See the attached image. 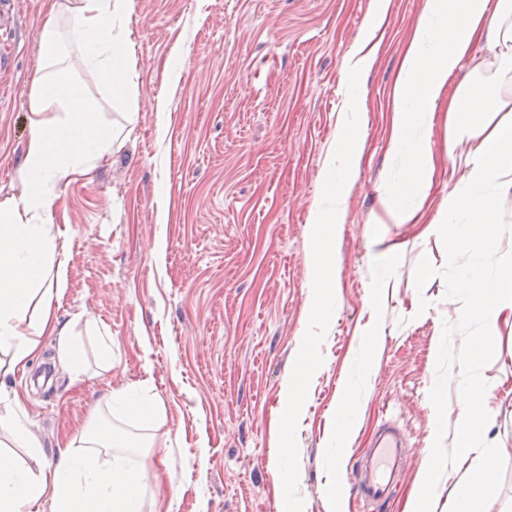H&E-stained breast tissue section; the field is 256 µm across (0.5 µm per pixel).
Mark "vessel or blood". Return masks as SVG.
Instances as JSON below:
<instances>
[{"instance_id": "b4317fda", "label": "vessel or blood", "mask_w": 512, "mask_h": 512, "mask_svg": "<svg viewBox=\"0 0 512 512\" xmlns=\"http://www.w3.org/2000/svg\"><path fill=\"white\" fill-rule=\"evenodd\" d=\"M407 442L404 428L387 422L377 430L370 448L351 483L352 492L364 502L381 505L390 497L396 478L403 472V450Z\"/></svg>"}]
</instances>
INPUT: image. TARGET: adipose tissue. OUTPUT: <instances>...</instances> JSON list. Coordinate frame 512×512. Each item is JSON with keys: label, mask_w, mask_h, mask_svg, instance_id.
Masks as SVG:
<instances>
[{"label": "adipose tissue", "mask_w": 512, "mask_h": 512, "mask_svg": "<svg viewBox=\"0 0 512 512\" xmlns=\"http://www.w3.org/2000/svg\"><path fill=\"white\" fill-rule=\"evenodd\" d=\"M126 0H80L73 7L52 0L38 39L42 68L27 92L28 119L22 172L27 191L20 200L0 202V375L25 368L40 339H57V358L78 372L79 347L68 325L51 313L55 294L64 291L66 260L57 256L47 224L54 188L68 184L86 163L118 149L120 131L103 128L97 113L84 104L80 84L61 65L60 25H67L80 45L83 64L101 81L113 83L129 60L121 20ZM427 18L411 43L397 87L401 105L395 117L393 148L405 165L399 187L387 191L385 203L404 213L413 196L433 174L428 135L437 99L450 78L448 142L466 139L476 145L465 183L448 193V211L432 231H443L450 244L477 250L479 258L459 272L455 285L471 297L469 315L495 324L512 310V259L496 257L495 227L503 216L486 187L512 190V121L493 122V114H512V0H428ZM446 91V90H445ZM362 152L356 124H347L336 153L333 192H341L355 172ZM335 207H317L310 246L314 298L307 312L317 318L329 296ZM109 415L154 430L162 411L147 387L132 384L103 397ZM132 442L114 427L89 429L59 452L49 470H23L0 453V512H33L51 493L53 512H141L147 487L128 465L125 448Z\"/></svg>", "instance_id": "1"}]
</instances>
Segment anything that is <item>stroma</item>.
I'll use <instances>...</instances> for the list:
<instances>
[{"mask_svg":"<svg viewBox=\"0 0 512 512\" xmlns=\"http://www.w3.org/2000/svg\"><path fill=\"white\" fill-rule=\"evenodd\" d=\"M47 0H22L0 21V201L20 198L26 93ZM128 0L136 77L108 89L77 64L72 76L106 126H129L121 148L59 187L49 225L68 253L67 287L52 314L112 346L108 370L83 344L86 371L52 366L54 337L0 384V400L37 438L49 468L87 429L104 394L151 378L165 409L153 448L129 455L147 485L164 484L157 512H408L436 433L429 392L443 324L460 302L440 277L416 289L421 257L443 266L428 226L465 181L472 143L448 144L440 96L429 145L434 172L408 210L382 203L402 161L391 146L396 87L426 0ZM366 60L350 67V55ZM358 99H350V90ZM363 137L344 186L330 281L309 318L313 213L329 191L342 117ZM429 307L420 310V299ZM485 367L484 437L506 460L490 512H512V317L494 330ZM310 338L314 367L294 431L282 440L284 383ZM410 434L407 473L393 500L354 498L349 477L381 421ZM339 487L343 510L327 491Z\"/></svg>","mask_w":512,"mask_h":512,"instance_id":"35a3bbf8","label":"stroma"}]
</instances>
